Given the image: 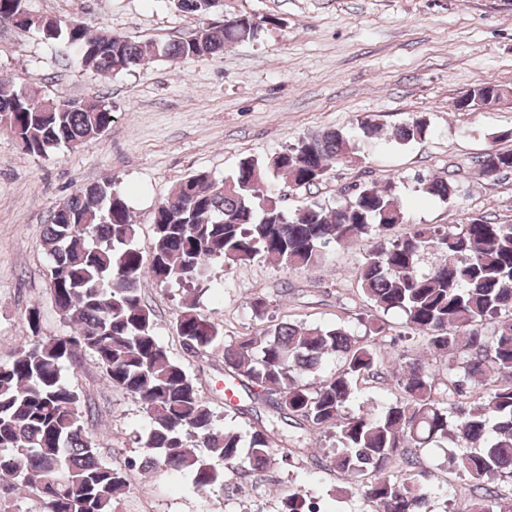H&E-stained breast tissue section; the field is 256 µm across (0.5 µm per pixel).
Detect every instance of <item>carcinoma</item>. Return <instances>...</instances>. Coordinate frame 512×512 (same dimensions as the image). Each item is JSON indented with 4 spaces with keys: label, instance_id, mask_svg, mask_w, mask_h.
<instances>
[{
    "label": "carcinoma",
    "instance_id": "1",
    "mask_svg": "<svg viewBox=\"0 0 512 512\" xmlns=\"http://www.w3.org/2000/svg\"><path fill=\"white\" fill-rule=\"evenodd\" d=\"M172 2L202 16L221 6V0ZM2 22L60 40L79 66L115 75L149 59L175 63L222 53L262 29L242 14L229 26L208 25L167 44L132 41L35 14L27 0H0ZM497 88L485 82L459 96L455 108L492 107ZM48 101L34 85L18 89L0 78V126L29 153L99 139L112 125V107L97 96L58 100L51 112ZM427 130L419 116L395 126L392 140L407 144ZM379 132L366 119L355 132L328 129L269 158H244L220 183L206 173L186 177L155 210L147 259L134 244L137 225L128 204L111 183L83 187L53 211L44 234L51 259L47 291L72 331L42 335L39 308L31 306L30 336L0 361V486L37 496L44 512H117L127 477L100 458L96 437L83 424L84 396L62 377L66 364L88 353L112 386L134 396L148 415L138 435L143 470L189 472L199 489L229 493L242 476L309 458L351 479L370 512H435L431 471L420 458L434 446L446 449L448 467L470 481L466 512H512V496L493 485L512 478V224L477 219L453 230L413 224L389 183L358 186L333 207L306 197L292 211L276 193L262 191L279 175L295 190L311 189L332 164L351 157L355 139ZM479 166L490 179L511 172L512 150L490 151ZM416 182L441 200L456 196L447 177L419 175ZM399 225L405 233L392 236ZM364 240L371 244L359 267L361 294L375 311L400 315L409 335L443 363L445 389L432 366L412 359L397 375L399 396L392 403L382 410L355 405L359 382L383 378L385 322L366 319L358 335L345 324L281 321L229 339L187 302L174 325L183 354L222 361L263 410L245 440L234 428L217 427L196 381L156 335L142 281L189 284L205 277L214 261L231 268L258 256L291 272L310 271L324 262L329 246ZM428 253L436 260L423 271ZM329 355L338 367L312 381ZM290 428L327 435L332 444L318 458L304 437L286 434ZM304 505L295 491L282 498L280 512H322Z\"/></svg>",
    "mask_w": 512,
    "mask_h": 512
}]
</instances>
